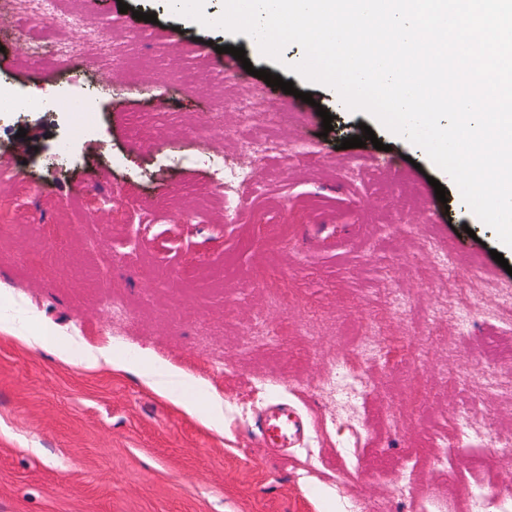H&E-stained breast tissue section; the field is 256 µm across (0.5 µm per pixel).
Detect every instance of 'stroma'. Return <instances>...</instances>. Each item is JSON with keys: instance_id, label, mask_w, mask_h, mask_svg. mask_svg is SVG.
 <instances>
[{"instance_id": "stroma-1", "label": "stroma", "mask_w": 512, "mask_h": 512, "mask_svg": "<svg viewBox=\"0 0 512 512\" xmlns=\"http://www.w3.org/2000/svg\"><path fill=\"white\" fill-rule=\"evenodd\" d=\"M86 2L93 20L137 35L130 71L113 76L129 88L97 112L0 115V139L10 145L0 164L19 170L31 197L26 222L0 221V308L26 306L30 334L107 355L145 350L182 369L193 381L183 396L197 397L201 381L220 398L224 431L204 428L134 374L104 362L66 365L0 332V512H350L355 501L378 512H466L468 481L512 487V367H502L508 381L493 393L474 374L487 342L504 333L498 313L512 296V275L491 253L512 263V251L450 178L331 88L289 72L304 55L299 45L286 46L278 65L247 36L176 16L168 0H126L127 13L117 0ZM136 10L156 22L133 18ZM174 29L187 42L179 53L168 38ZM225 45L244 48L255 72L310 93L333 115L332 131L255 73L238 82L241 61L213 73ZM22 56V41L0 26V75L20 92L33 78L54 80L49 70L33 75ZM248 94L288 110L272 131L302 153L266 158L267 195L227 223L199 205L211 154L235 143H205L192 131L220 99ZM364 125L382 149L341 148ZM63 138L69 158L59 166L53 151ZM174 155L186 163L172 165ZM438 183L446 201L436 197ZM114 187L126 207L109 220L100 201ZM426 240L461 258L472 311L464 327L442 317L435 342L385 306L395 288L416 314L445 307L448 290ZM108 294L130 300L125 315L112 316ZM370 315L380 335L419 346L421 356L408 373L374 364L375 421L364 428L317 383ZM258 379L274 383L270 400L307 417L303 445L265 448L253 416L239 413ZM464 404L475 418L493 415L489 440L465 438L455 420ZM440 446L459 451L453 494ZM405 477L408 502L398 495Z\"/></svg>"}]
</instances>
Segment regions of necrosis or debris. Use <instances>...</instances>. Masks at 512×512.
Wrapping results in <instances>:
<instances>
[{
	"label": "necrosis or debris",
	"mask_w": 512,
	"mask_h": 512,
	"mask_svg": "<svg viewBox=\"0 0 512 512\" xmlns=\"http://www.w3.org/2000/svg\"><path fill=\"white\" fill-rule=\"evenodd\" d=\"M20 15L26 18L19 30L27 43L25 64L53 61L65 85L78 87V94L67 105L69 111H95L98 101L123 92V85L94 80L100 71L123 62L122 42L111 25L90 23L76 0H0L1 24L12 25ZM60 105L55 87L41 81H34L17 96L6 80H0V112H54ZM283 149L282 143L259 130L237 137L234 153L215 157L208 193L228 202H242L247 190L260 182L259 162ZM413 359L410 353L396 355L391 342L376 336L369 322L355 341L353 356L337 360L322 387L338 394L341 403L363 405L374 392L372 377L363 369L365 363L380 361L390 366Z\"/></svg>",
	"instance_id": "necrosis-or-debris-1"
}]
</instances>
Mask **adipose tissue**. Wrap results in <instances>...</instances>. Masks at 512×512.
I'll use <instances>...</instances> for the list:
<instances>
[{
  "label": "adipose tissue",
  "instance_id": "adipose-tissue-1",
  "mask_svg": "<svg viewBox=\"0 0 512 512\" xmlns=\"http://www.w3.org/2000/svg\"><path fill=\"white\" fill-rule=\"evenodd\" d=\"M1 330L7 331L12 338L24 345L50 348L58 360L67 364L92 368L99 362L98 356L94 353H81L65 343H49L45 337L29 335L24 329L7 321L0 322ZM109 363L113 371L136 374L157 396L169 401L205 428L218 432L223 431L224 407L220 401L203 402L182 397L180 388L186 380L183 371L158 361L148 352L133 357L116 355L110 358Z\"/></svg>",
  "mask_w": 512,
  "mask_h": 512
}]
</instances>
